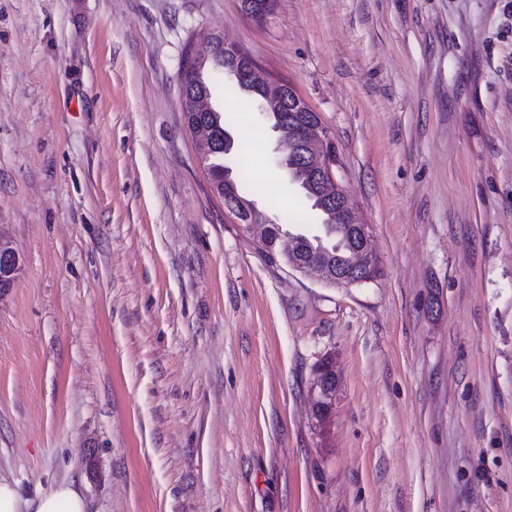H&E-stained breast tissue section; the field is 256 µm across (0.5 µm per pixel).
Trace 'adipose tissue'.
Here are the masks:
<instances>
[{
	"instance_id": "ef3b65f1",
	"label": "adipose tissue",
	"mask_w": 512,
	"mask_h": 512,
	"mask_svg": "<svg viewBox=\"0 0 512 512\" xmlns=\"http://www.w3.org/2000/svg\"><path fill=\"white\" fill-rule=\"evenodd\" d=\"M81 486L63 481L33 498L23 497L16 480L0 475V512H89Z\"/></svg>"
}]
</instances>
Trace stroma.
Masks as SVG:
<instances>
[{
  "label": "stroma",
  "instance_id": "35a3bbf8",
  "mask_svg": "<svg viewBox=\"0 0 512 512\" xmlns=\"http://www.w3.org/2000/svg\"><path fill=\"white\" fill-rule=\"evenodd\" d=\"M218 31L329 129L380 276L269 260L183 122ZM236 180L307 236L257 103ZM0 473L92 512H512V0H0ZM331 359L336 397L315 410ZM22 270L19 254L8 245L2 243L0 237V296H5L13 288Z\"/></svg>",
  "mask_w": 512,
  "mask_h": 512
}]
</instances>
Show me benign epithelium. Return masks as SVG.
I'll return each instance as SVG.
<instances>
[{"label": "benign epithelium", "instance_id": "1", "mask_svg": "<svg viewBox=\"0 0 512 512\" xmlns=\"http://www.w3.org/2000/svg\"><path fill=\"white\" fill-rule=\"evenodd\" d=\"M240 9L258 24H263L272 15L268 0H248L240 2ZM244 51L237 45L224 41V65L242 82L265 90L268 110L278 112L284 101L296 100L299 111L290 113L281 119L275 129L278 133V146L286 147L293 142L298 149L303 167L288 163V155L279 153L278 164L289 172L291 179L296 181L306 178L315 186V198L319 205L331 210V223L344 228L345 241L350 248L344 261L334 260L335 254L328 248L317 254L308 255L297 247L296 240L285 234L279 256L284 264L296 271L316 273L320 279L332 286H352L368 283L378 275V259L370 246V225L359 221L356 217L357 207L337 179L336 147L328 129L318 113L310 109L302 98L289 84L276 80L258 63L240 66V56ZM224 204L236 218L253 219L254 223L246 228L257 234L259 242H264L265 223L262 213L254 203L236 196L233 174L224 172ZM22 270L19 254L8 245L0 242V296H5L13 288ZM313 392L317 399H334L336 380L329 373V368L316 370Z\"/></svg>", "mask_w": 512, "mask_h": 512}]
</instances>
